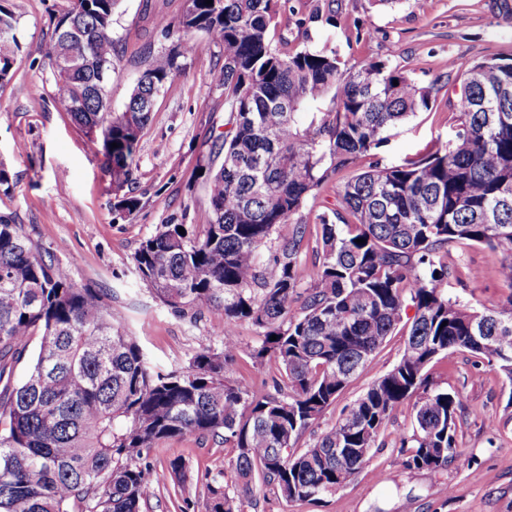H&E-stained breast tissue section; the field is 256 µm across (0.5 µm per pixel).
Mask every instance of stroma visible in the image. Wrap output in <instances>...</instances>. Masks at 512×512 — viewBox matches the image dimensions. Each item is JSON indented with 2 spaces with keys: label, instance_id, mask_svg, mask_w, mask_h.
<instances>
[{
  "label": "stroma",
  "instance_id": "obj_1",
  "mask_svg": "<svg viewBox=\"0 0 512 512\" xmlns=\"http://www.w3.org/2000/svg\"><path fill=\"white\" fill-rule=\"evenodd\" d=\"M310 0H291L280 9L275 37L280 50L335 47L349 67L382 61L396 70L412 69L416 83L432 87L433 106L392 131L371 156L332 173L305 199L292 223L307 225L302 261L311 264L321 247L319 215L339 209L340 188L371 161L384 165L424 153L455 137L452 114L459 89L448 74V61L512 57V15L496 0H403L394 8L370 0H318L333 26L299 30L297 13ZM65 0H0V8L16 20L22 49L13 76L0 83V165L9 172L10 193L0 192V213L21 224L24 233L53 254L80 286L100 290L113 310L129 321L153 363L187 365L221 339L208 320L192 323L175 316L156 301L135 274L133 255L140 243L163 224H205L211 217L206 186L197 176L226 129L224 92L214 82L224 64V51L201 34L180 72L159 93L151 120L138 146L133 191L138 209L120 217L115 195L103 173V156L89 152L80 129L56 110L46 53L52 44L54 17ZM183 0H121L113 15L117 66L112 74L113 111H122L148 55L172 48L177 37L157 25V18L177 19ZM164 196L166 205L156 203ZM501 252L482 245L448 248V295L475 309L495 305L505 295L497 268ZM482 270L480 279L466 275ZM240 342L237 358L225 366L227 380L248 383L256 394L272 390L278 373L271 364L252 358L257 335L250 322L235 325ZM407 339L398 328L336 402L301 435L305 448L361 396L373 381L399 360ZM430 380L442 390L462 394L457 412L458 446L469 458L466 466L444 470L406 468L398 440L411 433L413 400L391 413L369 471L336 492L315 501L287 502L256 484L244 512H512V384L488 366H474L466 354L439 358L427 367ZM234 455L222 439L191 436L159 441L148 452L158 490L142 512H179L168 464L185 460L195 512H205L208 479L232 482Z\"/></svg>",
  "mask_w": 512,
  "mask_h": 512
}]
</instances>
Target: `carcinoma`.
Instances as JSON below:
<instances>
[{"label":"carcinoma","instance_id":"obj_1","mask_svg":"<svg viewBox=\"0 0 512 512\" xmlns=\"http://www.w3.org/2000/svg\"><path fill=\"white\" fill-rule=\"evenodd\" d=\"M118 2L68 0L53 40L69 21L83 31V52L115 68ZM279 2L193 0L177 23L162 21L178 45L148 60L126 107L138 113L133 127L124 113L87 97L94 68L50 71L57 109L103 155L108 182L125 189L155 99L193 50L189 35L223 46L215 82L230 128L213 153L219 166L199 169L211 220L162 224L133 256L156 300L191 321L208 314L222 341L186 367L152 364L98 290L75 284L21 225L0 215V512H141L156 495L148 450L197 434L235 448L234 486L212 478L206 512H240L257 479L288 502L317 500L369 465L386 419L412 398L415 426L399 440L404 466L469 464L456 439L460 396L432 387L426 368L440 355L468 352L512 383V58L448 61L460 81L454 141L398 164L375 163L343 183L342 210L319 216L322 248L304 296L297 288L307 225L291 216L328 173L429 109L432 88L417 85L413 69L382 61L352 72L333 48L280 52L272 36ZM311 23L331 18L314 5L297 27ZM326 100L329 107L299 121L302 107ZM274 236L279 244L265 261L262 248ZM450 244L506 254L498 270L506 298L485 311L449 298ZM409 305L414 315L396 365L313 446L296 447ZM239 320L255 327L252 357L274 362L286 387L258 397L224 378L239 352ZM169 468L180 512H189L185 462L174 458Z\"/></svg>","mask_w":512,"mask_h":512}]
</instances>
